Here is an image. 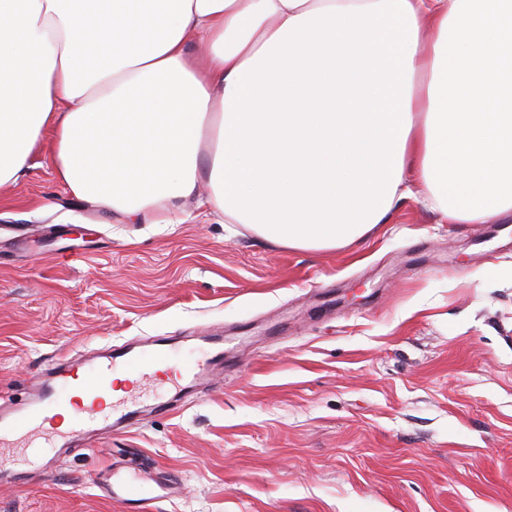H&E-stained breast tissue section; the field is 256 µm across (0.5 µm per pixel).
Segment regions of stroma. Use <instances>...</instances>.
<instances>
[{
	"label": "stroma",
	"mask_w": 512,
	"mask_h": 512,
	"mask_svg": "<svg viewBox=\"0 0 512 512\" xmlns=\"http://www.w3.org/2000/svg\"><path fill=\"white\" fill-rule=\"evenodd\" d=\"M198 198L124 224L47 148L0 187L1 392L62 353L224 338L169 412L143 402L94 447L0 474V512H126L94 484L110 459L181 479L149 512H512V214L451 224L407 200L305 252Z\"/></svg>",
	"instance_id": "obj_1"
}]
</instances>
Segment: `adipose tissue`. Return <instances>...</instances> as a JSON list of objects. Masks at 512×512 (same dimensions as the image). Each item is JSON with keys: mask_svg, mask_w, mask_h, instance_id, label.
I'll list each match as a JSON object with an SVG mask.
<instances>
[{"mask_svg": "<svg viewBox=\"0 0 512 512\" xmlns=\"http://www.w3.org/2000/svg\"><path fill=\"white\" fill-rule=\"evenodd\" d=\"M199 57H192L190 47ZM127 224L195 195L321 251L408 199L512 212V0H0V186Z\"/></svg>", "mask_w": 512, "mask_h": 512, "instance_id": "adipose-tissue-1", "label": "adipose tissue"}]
</instances>
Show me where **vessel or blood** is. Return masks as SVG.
Here are the masks:
<instances>
[{"mask_svg": "<svg viewBox=\"0 0 512 512\" xmlns=\"http://www.w3.org/2000/svg\"><path fill=\"white\" fill-rule=\"evenodd\" d=\"M223 360V341L212 340L189 353L155 341L110 348L79 364L61 361L51 374L37 378L25 397L0 402V471L35 465L60 443L90 435L97 426H126L143 394L163 384L177 387L198 380ZM123 373L134 381L116 399L112 391ZM99 488L104 498L131 512L142 502L180 492L177 477L164 468L142 472L114 463L103 470Z\"/></svg>", "mask_w": 512, "mask_h": 512, "instance_id": "vessel-or-blood-1", "label": "vessel or blood"}]
</instances>
